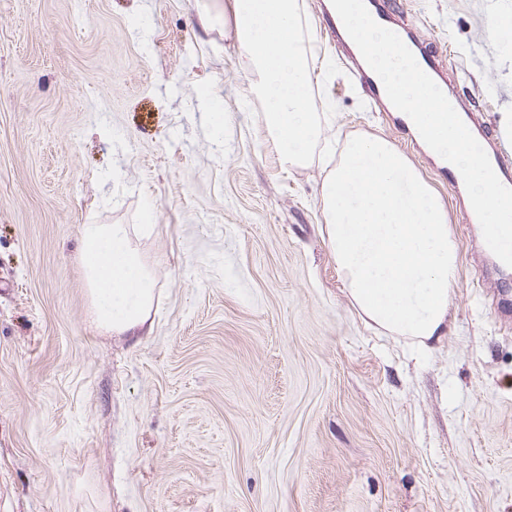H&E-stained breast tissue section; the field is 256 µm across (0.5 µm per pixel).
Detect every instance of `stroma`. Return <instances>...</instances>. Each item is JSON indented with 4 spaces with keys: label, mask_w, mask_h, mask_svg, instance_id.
Segmentation results:
<instances>
[{
    "label": "stroma",
    "mask_w": 512,
    "mask_h": 512,
    "mask_svg": "<svg viewBox=\"0 0 512 512\" xmlns=\"http://www.w3.org/2000/svg\"><path fill=\"white\" fill-rule=\"evenodd\" d=\"M225 0H0V512H512V275L438 160L382 114L302 0L321 144L283 167ZM512 150V0H388ZM385 137L458 247L422 358L353 308L322 233V145ZM84 224L133 235L141 342L98 328Z\"/></svg>",
    "instance_id": "1"
}]
</instances>
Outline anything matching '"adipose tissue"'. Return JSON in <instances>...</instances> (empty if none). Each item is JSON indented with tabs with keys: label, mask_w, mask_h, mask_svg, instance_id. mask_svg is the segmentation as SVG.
Returning <instances> with one entry per match:
<instances>
[{
	"label": "adipose tissue",
	"mask_w": 512,
	"mask_h": 512,
	"mask_svg": "<svg viewBox=\"0 0 512 512\" xmlns=\"http://www.w3.org/2000/svg\"><path fill=\"white\" fill-rule=\"evenodd\" d=\"M250 93L286 166L307 163L319 139L310 108L308 38L299 0H227ZM328 244L353 306L367 324L427 349L441 341L458 274L448 210L405 154L378 137L347 138L321 183ZM80 255L97 325L143 335L155 275L122 224H85Z\"/></svg>",
	"instance_id": "ef3b65f1"
}]
</instances>
